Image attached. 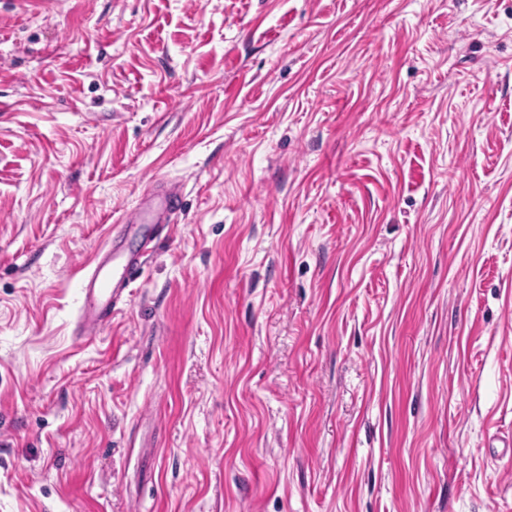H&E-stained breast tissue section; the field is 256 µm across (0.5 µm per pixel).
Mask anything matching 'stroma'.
<instances>
[{"instance_id": "35a3bbf8", "label": "stroma", "mask_w": 512, "mask_h": 512, "mask_svg": "<svg viewBox=\"0 0 512 512\" xmlns=\"http://www.w3.org/2000/svg\"><path fill=\"white\" fill-rule=\"evenodd\" d=\"M510 440L512 0H0V512H512ZM181 204V188L169 185L121 221L119 231H116L117 226L114 225L112 253L122 251L123 239L132 231L140 235V244L135 251L124 254L122 263L116 269L105 270L103 266H98L84 278L75 330L76 340H85L111 321L117 304L142 276L153 242L168 230Z\"/></svg>"}]
</instances>
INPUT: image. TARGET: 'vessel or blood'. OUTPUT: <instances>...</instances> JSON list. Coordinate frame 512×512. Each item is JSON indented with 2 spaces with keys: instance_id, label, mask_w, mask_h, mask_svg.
Segmentation results:
<instances>
[{
  "instance_id": "1",
  "label": "vessel or blood",
  "mask_w": 512,
  "mask_h": 512,
  "mask_svg": "<svg viewBox=\"0 0 512 512\" xmlns=\"http://www.w3.org/2000/svg\"><path fill=\"white\" fill-rule=\"evenodd\" d=\"M181 204L180 187L167 186L122 221L118 231L113 232L112 250L122 253L123 261L111 270L96 267L84 278L76 340H85L111 321L124 294L141 277L153 242L168 230Z\"/></svg>"
}]
</instances>
